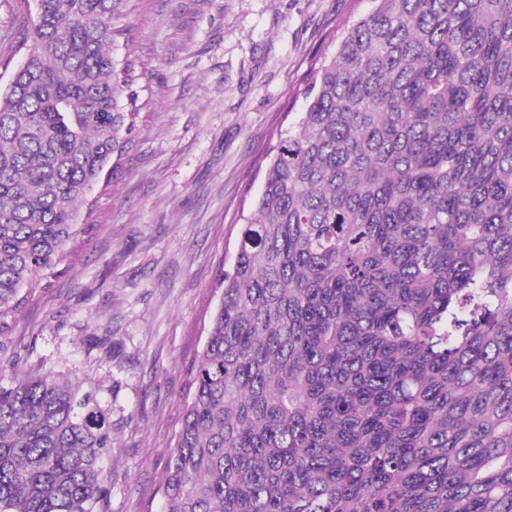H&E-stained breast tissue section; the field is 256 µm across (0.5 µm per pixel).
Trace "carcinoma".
Returning <instances> with one entry per match:
<instances>
[{
	"label": "carcinoma",
	"mask_w": 512,
	"mask_h": 512,
	"mask_svg": "<svg viewBox=\"0 0 512 512\" xmlns=\"http://www.w3.org/2000/svg\"><path fill=\"white\" fill-rule=\"evenodd\" d=\"M0 92V315L122 148L118 0H35ZM241 225L167 512H512V0H372ZM0 386V512H105L106 417Z\"/></svg>",
	"instance_id": "obj_1"
}]
</instances>
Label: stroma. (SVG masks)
<instances>
[{"mask_svg":"<svg viewBox=\"0 0 512 512\" xmlns=\"http://www.w3.org/2000/svg\"><path fill=\"white\" fill-rule=\"evenodd\" d=\"M370 0H122L125 146L80 207L68 259L0 317V385L53 374L110 425L108 512H165L162 483L222 274L267 155ZM33 0H0V92Z\"/></svg>","mask_w":512,"mask_h":512,"instance_id":"obj_1","label":"stroma"}]
</instances>
